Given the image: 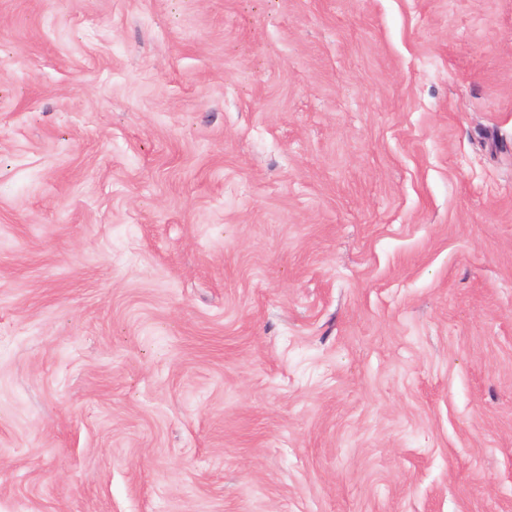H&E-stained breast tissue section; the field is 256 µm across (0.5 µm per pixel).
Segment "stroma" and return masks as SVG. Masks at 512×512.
Returning a JSON list of instances; mask_svg holds the SVG:
<instances>
[{"label":"stroma","instance_id":"1","mask_svg":"<svg viewBox=\"0 0 512 512\" xmlns=\"http://www.w3.org/2000/svg\"><path fill=\"white\" fill-rule=\"evenodd\" d=\"M0 512H512V0H0Z\"/></svg>","mask_w":512,"mask_h":512}]
</instances>
